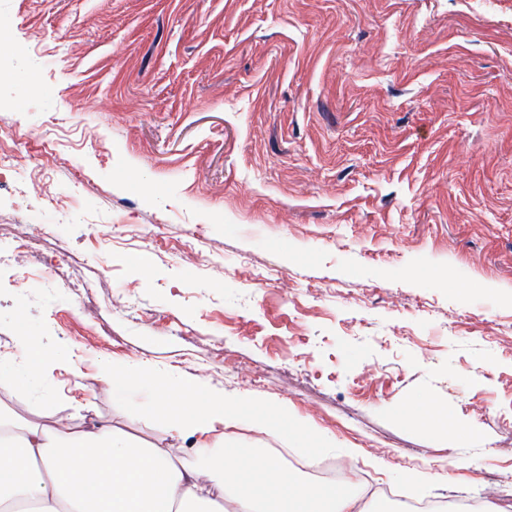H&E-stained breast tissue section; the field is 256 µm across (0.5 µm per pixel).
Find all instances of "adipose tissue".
<instances>
[{
  "label": "adipose tissue",
  "instance_id": "adipose-tissue-1",
  "mask_svg": "<svg viewBox=\"0 0 512 512\" xmlns=\"http://www.w3.org/2000/svg\"><path fill=\"white\" fill-rule=\"evenodd\" d=\"M20 356L26 374L0 362V379L22 390L46 365L68 361L67 350L47 348L34 336L22 337ZM99 376L113 392L149 390L142 419L197 437L196 461L136 445L109 426L62 419L33 426L0 411V512H400L356 490L311 486L271 456L262 436L273 428L300 454L330 445L324 433L290 429L287 404L252 392L228 394L202 376L139 359L101 361ZM239 426L254 434L247 446L211 450L208 435Z\"/></svg>",
  "mask_w": 512,
  "mask_h": 512
}]
</instances>
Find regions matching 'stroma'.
I'll list each match as a JSON object with an SVG mask.
<instances>
[{
    "instance_id": "stroma-1",
    "label": "stroma",
    "mask_w": 512,
    "mask_h": 512,
    "mask_svg": "<svg viewBox=\"0 0 512 512\" xmlns=\"http://www.w3.org/2000/svg\"><path fill=\"white\" fill-rule=\"evenodd\" d=\"M17 136L0 361L75 368L0 408L191 457L99 380L142 359L286 401L371 491L512 495V0H0ZM20 356L28 375H20L12 365L0 362V379L11 380L21 390H27L31 380L47 364L63 366L68 361L67 350L47 348L36 336H21ZM409 416L414 420L423 419L436 430H448L454 425L448 420L447 410L434 400L417 401L409 410Z\"/></svg>"
}]
</instances>
